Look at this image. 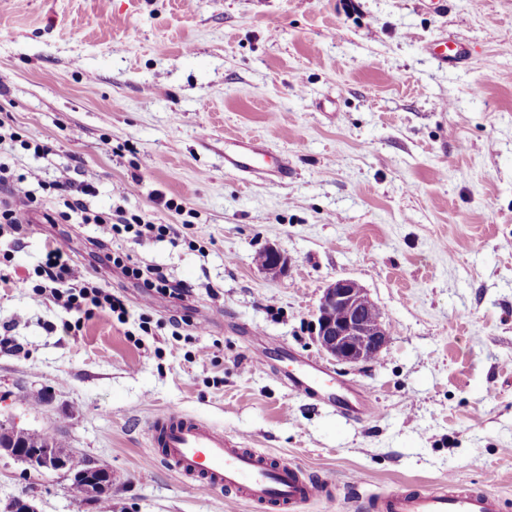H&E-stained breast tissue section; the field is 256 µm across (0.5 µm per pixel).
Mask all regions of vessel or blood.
Here are the masks:
<instances>
[{"mask_svg":"<svg viewBox=\"0 0 512 512\" xmlns=\"http://www.w3.org/2000/svg\"><path fill=\"white\" fill-rule=\"evenodd\" d=\"M439 62L464 60L458 41L442 36L428 48ZM289 387L316 404L334 408L355 421L374 417L377 409L367 389L347 390L332 384L330 373L314 361L299 362L283 373ZM148 464H160L190 482L201 495L229 491L251 502L256 512H294L326 496V483L307 477L304 469L274 460L271 455L225 436L209 422L178 411L155 416L150 424ZM374 512H503L500 497L475 490L455 479L417 489L396 488L377 496Z\"/></svg>","mask_w":512,"mask_h":512,"instance_id":"b4317fda","label":"vessel or blood"}]
</instances>
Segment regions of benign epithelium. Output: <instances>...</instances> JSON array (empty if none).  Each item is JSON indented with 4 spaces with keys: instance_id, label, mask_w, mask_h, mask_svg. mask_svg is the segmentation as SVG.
<instances>
[{
    "instance_id": "1",
    "label": "benign epithelium",
    "mask_w": 512,
    "mask_h": 512,
    "mask_svg": "<svg viewBox=\"0 0 512 512\" xmlns=\"http://www.w3.org/2000/svg\"><path fill=\"white\" fill-rule=\"evenodd\" d=\"M268 261L262 272L274 278L288 268V256L277 246L263 248ZM374 308L364 288L349 278H336L323 288L312 323V335L320 349L332 359L349 365L376 358L389 339V329L378 316L372 320L364 313ZM25 430L0 421V454L5 453L39 473L65 470V459L51 447L29 448L23 442ZM76 488L89 498H96L112 485V472L91 466L90 472L74 481Z\"/></svg>"
}]
</instances>
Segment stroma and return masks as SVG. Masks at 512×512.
<instances>
[{"label":"stroma","instance_id":"35a3bbf8","mask_svg":"<svg viewBox=\"0 0 512 512\" xmlns=\"http://www.w3.org/2000/svg\"><path fill=\"white\" fill-rule=\"evenodd\" d=\"M444 34L465 63L426 52ZM0 110L18 134L0 163L30 183L92 170L91 209L178 225L166 201L193 208L196 248L149 239L134 257L189 287L194 322L218 319L172 328L168 298L115 272L125 321L64 334V310L32 298L34 269L49 243L89 264L93 225L17 241L0 263L14 273L0 339L21 346L0 349V420L60 436L116 481L92 499L0 455V510L26 494L38 512H252L146 467L166 411L331 485L298 512H370L371 495L450 477L512 507V0H0ZM248 138L287 177L225 166ZM268 244L289 258L277 278L256 262ZM340 277L390 327L357 365L311 333ZM296 357L367 387L377 415L356 423L283 385Z\"/></svg>","mask_w":512,"mask_h":512}]
</instances>
